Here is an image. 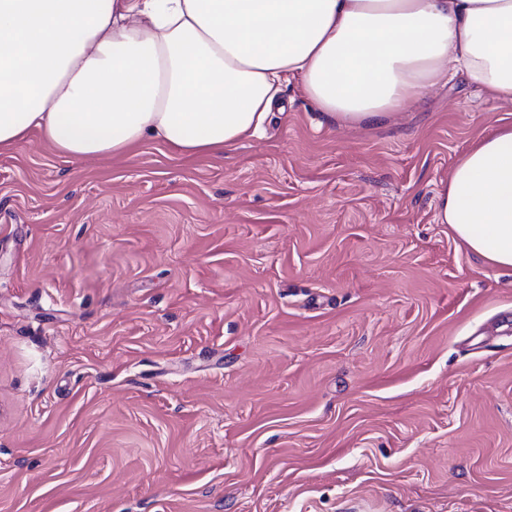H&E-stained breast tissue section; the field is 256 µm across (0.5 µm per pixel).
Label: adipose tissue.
<instances>
[{"mask_svg": "<svg viewBox=\"0 0 512 512\" xmlns=\"http://www.w3.org/2000/svg\"><path fill=\"white\" fill-rule=\"evenodd\" d=\"M462 71L512 102V0H0V149L147 140L215 154L258 136L280 84L342 125L375 123ZM439 221L512 273V124L477 139Z\"/></svg>", "mask_w": 512, "mask_h": 512, "instance_id": "1", "label": "adipose tissue"}]
</instances>
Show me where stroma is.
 Segmentation results:
<instances>
[{"label":"stroma","instance_id":"obj_1","mask_svg":"<svg viewBox=\"0 0 512 512\" xmlns=\"http://www.w3.org/2000/svg\"><path fill=\"white\" fill-rule=\"evenodd\" d=\"M277 99L216 155L0 150V512H512V276L438 219L512 103Z\"/></svg>","mask_w":512,"mask_h":512}]
</instances>
